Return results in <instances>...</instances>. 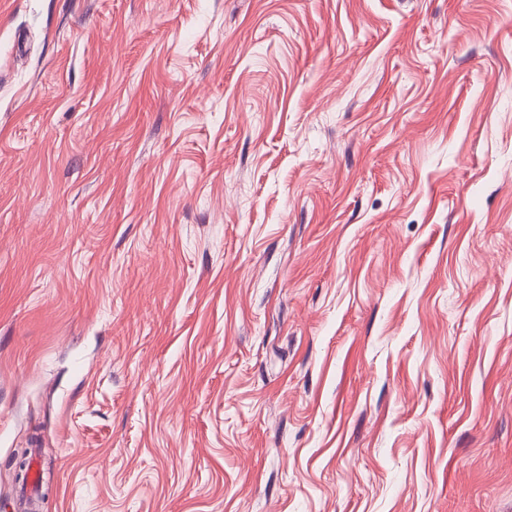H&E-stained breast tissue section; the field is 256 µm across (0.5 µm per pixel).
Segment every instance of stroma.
I'll list each match as a JSON object with an SVG mask.
<instances>
[{"label":"stroma","instance_id":"stroma-1","mask_svg":"<svg viewBox=\"0 0 512 512\" xmlns=\"http://www.w3.org/2000/svg\"><path fill=\"white\" fill-rule=\"evenodd\" d=\"M512 512V0H0V512Z\"/></svg>","mask_w":512,"mask_h":512}]
</instances>
